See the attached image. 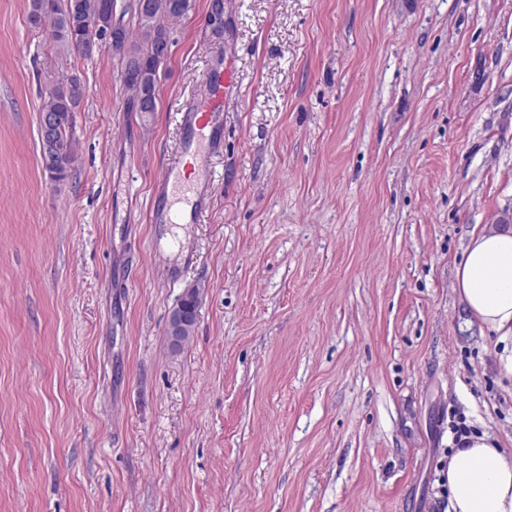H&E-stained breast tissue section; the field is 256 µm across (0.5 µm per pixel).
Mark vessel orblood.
<instances>
[{
	"instance_id": "1",
	"label": "vessel or blood",
	"mask_w": 512,
	"mask_h": 512,
	"mask_svg": "<svg viewBox=\"0 0 512 512\" xmlns=\"http://www.w3.org/2000/svg\"><path fill=\"white\" fill-rule=\"evenodd\" d=\"M238 86L233 67L207 73L206 93L183 111V164L166 169L154 183L161 207L154 209L158 224H191L200 213L211 171L208 159L224 136V106Z\"/></svg>"
}]
</instances>
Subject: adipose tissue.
I'll list each match as a JSON object with an SVG mask.
<instances>
[{
    "instance_id": "obj_1",
    "label": "adipose tissue",
    "mask_w": 512,
    "mask_h": 512,
    "mask_svg": "<svg viewBox=\"0 0 512 512\" xmlns=\"http://www.w3.org/2000/svg\"><path fill=\"white\" fill-rule=\"evenodd\" d=\"M454 289L481 329L496 336L497 362L512 375V228L474 235L455 269ZM444 512H512V452L487 433L468 436L448 461Z\"/></svg>"
}]
</instances>
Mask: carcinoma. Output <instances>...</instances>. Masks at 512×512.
<instances>
[{
	"mask_svg": "<svg viewBox=\"0 0 512 512\" xmlns=\"http://www.w3.org/2000/svg\"><path fill=\"white\" fill-rule=\"evenodd\" d=\"M152 12L137 16V29L129 26L112 32L114 0H30L29 21L43 28L61 45L78 49L88 35L106 38L120 44L119 56L123 82L134 92L136 111H142L141 101L150 102V111H157L159 70L168 59L170 22L184 17L193 8L192 0H151ZM79 78L71 76L53 86L40 111L58 116L55 136V156L51 162L40 157L46 171L62 180L71 170L76 155L74 138L75 112L85 97L79 89Z\"/></svg>",
	"mask_w": 512,
	"mask_h": 512,
	"instance_id": "cac0c4a2",
	"label": "carcinoma"
}]
</instances>
